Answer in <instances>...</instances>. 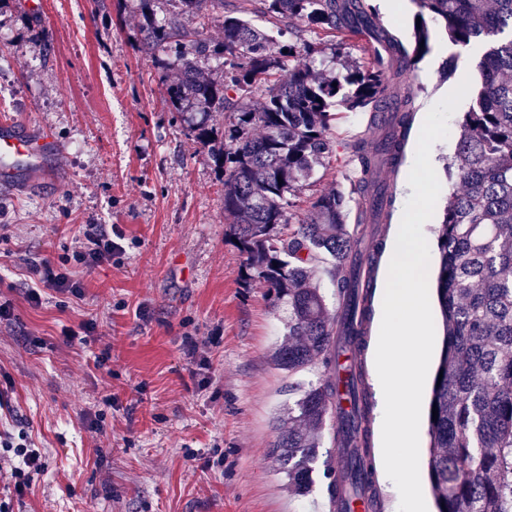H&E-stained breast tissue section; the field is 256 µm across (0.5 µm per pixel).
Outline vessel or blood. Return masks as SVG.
Wrapping results in <instances>:
<instances>
[{
    "mask_svg": "<svg viewBox=\"0 0 512 512\" xmlns=\"http://www.w3.org/2000/svg\"><path fill=\"white\" fill-rule=\"evenodd\" d=\"M61 145L51 129L20 120L0 122V188L12 189L20 181L51 173Z\"/></svg>",
    "mask_w": 512,
    "mask_h": 512,
    "instance_id": "obj_1",
    "label": "vessel or blood"
}]
</instances>
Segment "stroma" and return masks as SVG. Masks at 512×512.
<instances>
[{
    "label": "stroma",
    "mask_w": 512,
    "mask_h": 512,
    "mask_svg": "<svg viewBox=\"0 0 512 512\" xmlns=\"http://www.w3.org/2000/svg\"><path fill=\"white\" fill-rule=\"evenodd\" d=\"M139 0H0V117L49 127L62 149L38 189L0 190V371L14 421L42 448L46 468L14 512H329L326 484L290 497L268 449L292 388L320 368L291 376L271 354L287 318L255 280L229 233L221 178L187 135L141 47ZM428 52L395 84L414 101V133L397 173L370 180L404 203L417 132L429 109L463 78L479 87L483 46L452 42L428 21ZM283 44H313L310 64L334 76L363 65V43L333 48L321 30L293 22ZM472 104L464 99L430 159L441 197L455 186L443 161ZM370 111L337 108L335 153L289 197L291 223L333 190L361 178L352 147L380 139ZM86 224H108L124 250L84 275L81 297L45 294L31 304L21 284L31 259L75 249ZM95 321L84 343L63 327ZM208 341L207 367L191 363L190 341ZM103 365H95L96 356ZM103 420V432L88 426Z\"/></svg>",
    "instance_id": "obj_1"
}]
</instances>
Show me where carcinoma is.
Wrapping results in <instances>:
<instances>
[{
    "instance_id": "obj_1",
    "label": "carcinoma",
    "mask_w": 512,
    "mask_h": 512,
    "mask_svg": "<svg viewBox=\"0 0 512 512\" xmlns=\"http://www.w3.org/2000/svg\"><path fill=\"white\" fill-rule=\"evenodd\" d=\"M144 40L158 71L180 62L173 82L162 79L175 111L189 104L208 116L234 112L220 133L187 119L200 149L223 173L224 213L245 255L249 279L259 280L276 303L288 306V333L272 353L278 369L297 374L319 364L323 378L297 390L276 419L269 456L285 489L308 495L315 484L325 429L340 448L339 466L323 462L329 512H350L364 501L382 512L375 479L371 410L364 393V347L372 314L371 272L379 239L354 253L345 224L348 201L339 190L312 203V217L288 220V194L311 179L331 157L332 107L374 109L389 123L387 136L355 146L364 172L399 167L412 130V99L388 75L368 64L332 79L310 66L283 69L268 34L244 19L249 9L224 11V0H168L162 19L155 0H140ZM261 11L280 22L304 21L333 36H354L369 26L389 52L392 69H406L429 49L425 21L407 48L376 18L366 0H262ZM419 17L442 21L453 42H486L481 88L459 126L447 165L459 188L447 199L437 237L435 294L443 339L433 379L428 419L427 475L437 512H512V0H415ZM222 15V40L204 32L205 19ZM219 62L216 79L205 64ZM260 128L264 134L257 136ZM359 196H372L379 215L393 197L361 179ZM329 261L336 309L320 292L319 256Z\"/></svg>"
}]
</instances>
